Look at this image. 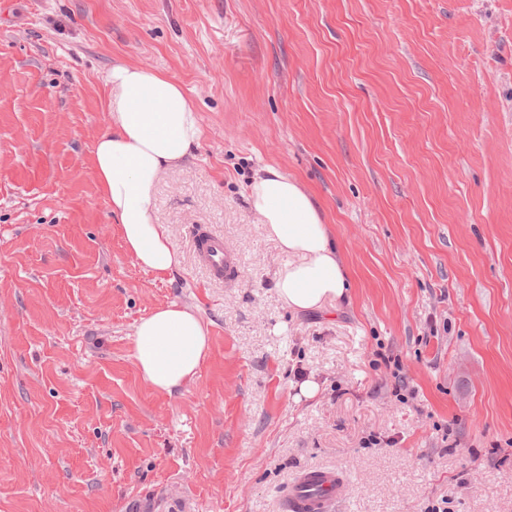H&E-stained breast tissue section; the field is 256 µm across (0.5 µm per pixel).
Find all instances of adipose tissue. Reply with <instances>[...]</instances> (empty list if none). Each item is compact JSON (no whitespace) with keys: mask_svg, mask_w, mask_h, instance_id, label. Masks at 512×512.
I'll use <instances>...</instances> for the list:
<instances>
[{"mask_svg":"<svg viewBox=\"0 0 512 512\" xmlns=\"http://www.w3.org/2000/svg\"><path fill=\"white\" fill-rule=\"evenodd\" d=\"M106 129L92 161L98 187L135 264L166 280L179 264L167 228L155 216L154 189L192 157L203 137L194 103L174 76L137 63L114 64L106 80ZM249 201L265 234L287 261L276 291L288 309L309 312L348 299L341 251L312 194L274 166L257 173ZM210 349L199 309L171 303L134 326L131 357L155 391L173 395L198 377Z\"/></svg>","mask_w":512,"mask_h":512,"instance_id":"ef3b65f1","label":"adipose tissue"}]
</instances>
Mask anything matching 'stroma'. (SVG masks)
Segmentation results:
<instances>
[{
  "mask_svg": "<svg viewBox=\"0 0 512 512\" xmlns=\"http://www.w3.org/2000/svg\"><path fill=\"white\" fill-rule=\"evenodd\" d=\"M118 62L176 76L204 129L156 187L164 281L92 168ZM267 165L322 208L342 305L281 302ZM173 302L211 341L170 397L130 353ZM309 468L345 477L332 512H512V0H0V512H284ZM191 241L197 263L212 280L230 283L239 277V260L224 248V236L197 227L191 232Z\"/></svg>",
  "mask_w": 512,
  "mask_h": 512,
  "instance_id": "1",
  "label": "stroma"
}]
</instances>
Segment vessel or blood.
<instances>
[{
    "instance_id": "1",
    "label": "vessel or blood",
    "mask_w": 512,
    "mask_h": 512,
    "mask_svg": "<svg viewBox=\"0 0 512 512\" xmlns=\"http://www.w3.org/2000/svg\"><path fill=\"white\" fill-rule=\"evenodd\" d=\"M197 263L206 269L212 280L230 283L240 275L237 257L224 247L222 235L197 227L191 232ZM345 495L343 479L331 469L301 472L290 486L287 512H330Z\"/></svg>"
}]
</instances>
